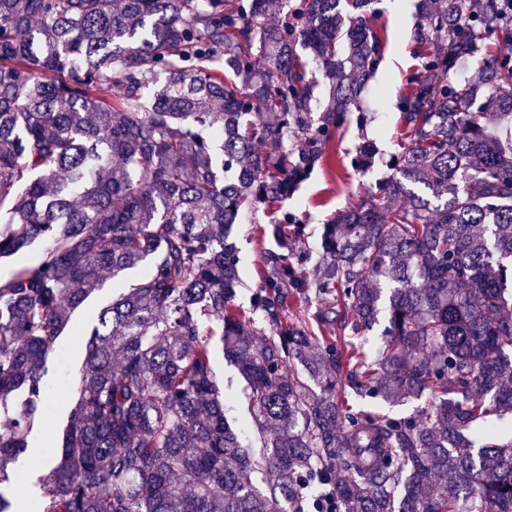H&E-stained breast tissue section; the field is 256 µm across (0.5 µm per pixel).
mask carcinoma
Masks as SVG:
<instances>
[{"mask_svg":"<svg viewBox=\"0 0 512 512\" xmlns=\"http://www.w3.org/2000/svg\"><path fill=\"white\" fill-rule=\"evenodd\" d=\"M398 175L324 225L309 257L273 224L254 309L234 304L240 209L290 195L360 108L373 0H0V512L45 411L46 360L110 278L62 448L31 512H512V17L419 0ZM310 54L331 80L314 125ZM471 54L461 84L453 68ZM262 141L265 150L255 148ZM319 328L288 324L295 294ZM388 326L374 356L355 338ZM246 386L261 448L224 418L208 337ZM408 418L344 413L336 388ZM266 491H261L258 483ZM112 298V279H108L104 286L93 294L80 308L76 310L73 317L75 326H81L87 323L92 312L99 306Z\"/></svg>","mask_w":512,"mask_h":512,"instance_id":"obj_1","label":"carcinoma"}]
</instances>
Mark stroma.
Masks as SVG:
<instances>
[{"mask_svg": "<svg viewBox=\"0 0 512 512\" xmlns=\"http://www.w3.org/2000/svg\"><path fill=\"white\" fill-rule=\"evenodd\" d=\"M417 2L404 0L401 10L394 11L390 8L391 0H377L376 13L369 18L370 26L382 39L379 69L363 98L364 110L371 112V119L363 122L358 112L347 113L340 135L330 143L331 158L316 164L292 196L271 206L247 205L241 211L232 235L242 278L235 305L243 315L254 319L260 336L269 335L270 326L253 309L254 295L260 287L258 270L265 251L276 247L265 236V228L279 223L283 216H293L303 226L298 249L316 253L324 224L336 213L376 197L379 184L394 173L392 159L402 150V122L397 105L408 78L419 64L414 39L419 23ZM367 139L374 142L376 152L370 165L360 170L353 166L352 159ZM209 347L217 375L231 391L224 402V415L231 424H243L248 417L241 395L244 381L235 366L225 359L220 336H211ZM82 360L81 349L73 336L64 337L60 347L50 353L51 392L60 406L34 431L33 442L63 434L68 414L63 407L68 400L66 385L79 377Z\"/></svg>", "mask_w": 512, "mask_h": 512, "instance_id": "stroma-1", "label": "stroma"}]
</instances>
